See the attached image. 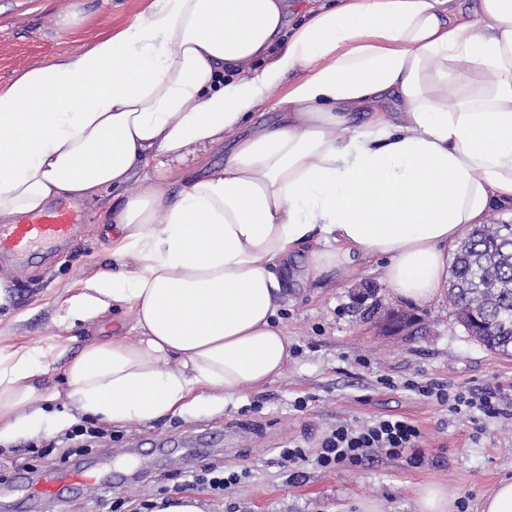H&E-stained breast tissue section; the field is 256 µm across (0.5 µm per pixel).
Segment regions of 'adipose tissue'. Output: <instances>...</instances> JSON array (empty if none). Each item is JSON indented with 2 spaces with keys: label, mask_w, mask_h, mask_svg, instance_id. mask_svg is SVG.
<instances>
[{
  "label": "adipose tissue",
  "mask_w": 512,
  "mask_h": 512,
  "mask_svg": "<svg viewBox=\"0 0 512 512\" xmlns=\"http://www.w3.org/2000/svg\"><path fill=\"white\" fill-rule=\"evenodd\" d=\"M442 2L343 0L292 31L287 0H156L1 87L0 223L113 190L112 266L63 321L132 324L61 367L0 348V428L37 432L59 399L149 423L282 377L292 258L313 281L379 260L395 299L439 297L449 250L512 206V0ZM271 97L277 120L255 123Z\"/></svg>",
  "instance_id": "adipose-tissue-1"
}]
</instances>
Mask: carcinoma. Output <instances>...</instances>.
<instances>
[{"mask_svg": "<svg viewBox=\"0 0 512 512\" xmlns=\"http://www.w3.org/2000/svg\"><path fill=\"white\" fill-rule=\"evenodd\" d=\"M448 288L461 325L492 352L512 356V224H482L461 241Z\"/></svg>", "mask_w": 512, "mask_h": 512, "instance_id": "obj_1", "label": "carcinoma"}]
</instances>
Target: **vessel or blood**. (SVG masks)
Segmentation results:
<instances>
[{"mask_svg": "<svg viewBox=\"0 0 512 512\" xmlns=\"http://www.w3.org/2000/svg\"><path fill=\"white\" fill-rule=\"evenodd\" d=\"M83 214L73 204L58 207L36 215H28L17 224L0 225V260L21 264L43 254H58L61 247L75 240ZM96 473L69 467L47 475L35 488L36 497L57 500L64 494L96 482Z\"/></svg>", "mask_w": 512, "mask_h": 512, "instance_id": "1", "label": "vessel or blood"}]
</instances>
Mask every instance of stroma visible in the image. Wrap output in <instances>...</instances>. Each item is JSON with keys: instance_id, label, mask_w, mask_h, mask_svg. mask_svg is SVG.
I'll list each match as a JSON object with an SVG mask.
<instances>
[{"instance_id": "1", "label": "stroma", "mask_w": 512, "mask_h": 512, "mask_svg": "<svg viewBox=\"0 0 512 512\" xmlns=\"http://www.w3.org/2000/svg\"><path fill=\"white\" fill-rule=\"evenodd\" d=\"M155 0H0V86L18 72L63 62L103 34L145 16ZM85 19L69 30L57 19L74 10ZM112 206L111 191L81 202L78 239L59 260L21 267L0 265L11 283L10 304L0 308V347H53L59 363L72 359L96 337L94 330L61 323V303L77 281L111 265L100 217ZM295 351L284 376L250 392L207 391L189 411L112 429L92 450L39 456L60 436L54 422L35 435L0 433V512H16L12 486L19 475L38 484L48 471L69 465L111 467L113 485H99L27 512H111L113 503L174 494L186 471L214 464L246 471L241 483L215 496L200 492L206 512H358L364 500L379 512H417L416 492L442 483L453 498L468 497L480 512L489 490L512 481V417L456 416L447 407L406 388L409 380H437L459 389L512 385V357L490 352L458 322L447 299L410 305L395 300L379 262L357 273L328 274L302 283L287 278L279 312ZM308 398L304 411L293 403ZM384 415L415 421L425 434L424 460L376 454L358 467L324 472L296 469L279 452L288 443L314 448L336 423L354 425Z\"/></svg>"}]
</instances>
